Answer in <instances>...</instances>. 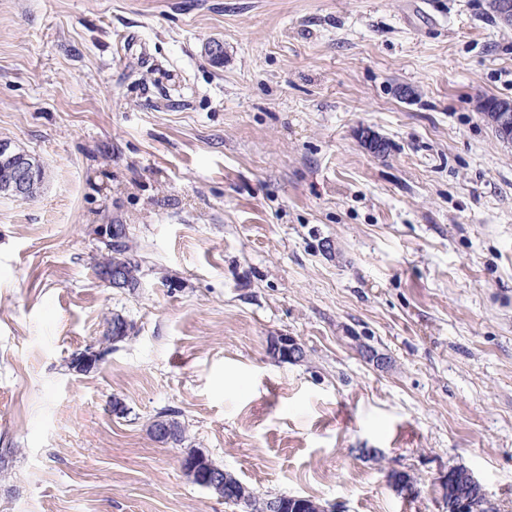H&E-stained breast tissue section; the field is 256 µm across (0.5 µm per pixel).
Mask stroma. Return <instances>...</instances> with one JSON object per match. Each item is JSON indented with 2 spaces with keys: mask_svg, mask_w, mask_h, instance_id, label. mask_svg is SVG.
<instances>
[{
  "mask_svg": "<svg viewBox=\"0 0 512 512\" xmlns=\"http://www.w3.org/2000/svg\"><path fill=\"white\" fill-rule=\"evenodd\" d=\"M484 97L512 100L487 0H0V140L46 170L0 196V512H240L150 436L166 409L263 498L448 512L463 467L512 512V144ZM116 224L134 290L96 272ZM115 314L136 338L69 370Z\"/></svg>",
  "mask_w": 512,
  "mask_h": 512,
  "instance_id": "35a3bbf8",
  "label": "stroma"
}]
</instances>
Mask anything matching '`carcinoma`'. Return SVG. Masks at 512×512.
I'll return each mask as SVG.
<instances>
[{
    "label": "carcinoma",
    "instance_id": "1",
    "mask_svg": "<svg viewBox=\"0 0 512 512\" xmlns=\"http://www.w3.org/2000/svg\"><path fill=\"white\" fill-rule=\"evenodd\" d=\"M114 267L121 268L125 283L130 288L140 284V265L131 254L129 235L124 225H116V232L112 234V250L109 254L101 256L97 262V271L102 274ZM108 329L102 336V343L110 346L132 339L135 326L124 318L114 315L107 321ZM149 434L163 444L181 445L186 441V427L176 413L164 410L149 422ZM182 465L186 476L194 483L199 484L198 477L210 475L218 476L225 482L232 484V493L224 496V502L243 508V512H271L270 504L275 500L286 501L288 496L280 495L278 498H261L246 484L242 483L232 474L226 472L224 467L217 464L209 455L198 448L183 449Z\"/></svg>",
    "mask_w": 512,
    "mask_h": 512
}]
</instances>
